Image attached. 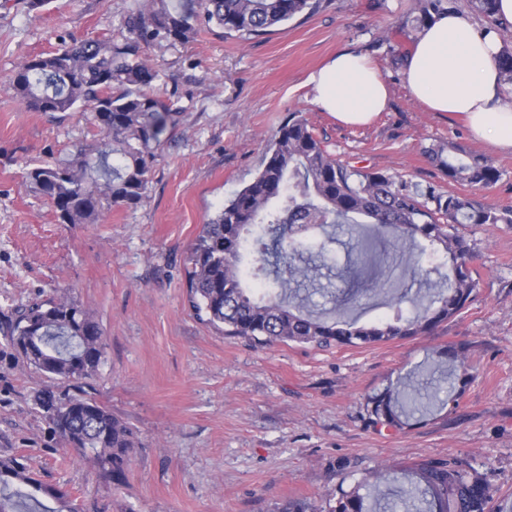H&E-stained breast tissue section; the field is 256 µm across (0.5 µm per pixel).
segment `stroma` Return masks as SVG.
I'll return each instance as SVG.
<instances>
[{
    "label": "stroma",
    "instance_id": "stroma-1",
    "mask_svg": "<svg viewBox=\"0 0 512 512\" xmlns=\"http://www.w3.org/2000/svg\"><path fill=\"white\" fill-rule=\"evenodd\" d=\"M132 2L50 0L30 12L21 0H0V454L70 492L78 512H281L291 500L327 512L375 469H387L392 491L414 463L453 457L488 478L493 512H512V226L462 227L479 286L461 314L426 336L328 350L258 345L224 335L188 304L190 247L253 181L292 112L337 159L469 197L473 188L448 181L425 153L458 144L502 170L486 196L512 208V153L428 111L403 80L400 61L420 30L415 0H322L260 37L215 27L188 45L152 43L144 54L166 76L155 92L176 95L184 116L163 137L147 198L101 224H61L26 182V166L67 156L98 129L87 109L25 111L8 78L24 58L64 41L119 37ZM344 49L369 55L390 88L388 110L367 126L343 125L312 101L310 74ZM334 249L311 308L342 302L363 322L392 316L382 297L350 290L347 234ZM61 290L89 309L106 353L94 378L59 390L86 392L133 430L120 485L51 432L34 400L47 380L5 338L14 306ZM451 346L471 375L456 407L398 430L368 425L367 397L406 374H418L420 390L442 387L420 366Z\"/></svg>",
    "mask_w": 512,
    "mask_h": 512
}]
</instances>
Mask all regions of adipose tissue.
<instances>
[{
	"label": "adipose tissue",
	"instance_id": "adipose-tissue-1",
	"mask_svg": "<svg viewBox=\"0 0 512 512\" xmlns=\"http://www.w3.org/2000/svg\"><path fill=\"white\" fill-rule=\"evenodd\" d=\"M499 46L463 14L434 16L403 60L411 94L429 111L462 118L473 136L512 152V102L502 99ZM313 101L346 125L369 124L386 110L389 88L365 55L343 50L309 77Z\"/></svg>",
	"mask_w": 512,
	"mask_h": 512
}]
</instances>
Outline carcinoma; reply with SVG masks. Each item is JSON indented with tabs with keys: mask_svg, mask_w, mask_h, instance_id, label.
Returning a JSON list of instances; mask_svg holds the SVG:
<instances>
[{
	"mask_svg": "<svg viewBox=\"0 0 512 512\" xmlns=\"http://www.w3.org/2000/svg\"><path fill=\"white\" fill-rule=\"evenodd\" d=\"M320 0H134L118 39L73 40L57 52L22 60L8 84L30 112H74L90 107L100 138L74 146L68 157L31 164L26 181L53 205L61 224H101L115 208H134L146 198L161 136L174 129L183 112L152 92L160 72L143 57L149 44H186L206 28L250 38L266 34ZM420 21L448 11V0H417ZM448 181L481 190L502 172L484 157L454 143L426 150ZM371 219L377 231L391 230L389 249L412 273L431 274L428 257L449 273L428 286L427 305L405 315L403 297L388 296L391 318L360 325L344 318V304L326 312L311 309L298 288L316 281L333 224L354 216ZM465 224H510L512 209L460 197L439 185L424 188L403 176L356 167L333 157L308 121L291 112L277 130L254 180L237 192L215 218L203 225L190 248L188 301L196 313L230 336L260 344L295 342L319 348L373 345L430 332L462 312L475 295L480 275L470 266V247L460 233ZM283 269L270 274L268 256ZM9 342L18 356L53 382L94 376L105 357V342L87 308L66 293L14 308ZM461 355L439 352L425 365L430 374L448 375L442 361ZM38 408L66 444L114 484L126 479L135 448L132 430L103 403L81 394L41 389ZM436 393L423 394L412 377L370 396L367 420L375 428L399 429L416 413L432 410ZM94 406L90 423L60 421L75 405ZM415 479L398 499L405 512H491L494 490L462 459H426L411 467ZM53 498L54 512H77L69 495L48 487L11 454L0 455V512H34L37 494ZM360 488L343 495L329 512H369Z\"/></svg>",
	"mask_w": 512,
	"mask_h": 512,
	"instance_id": "cac0c4a2",
	"label": "carcinoma"
}]
</instances>
